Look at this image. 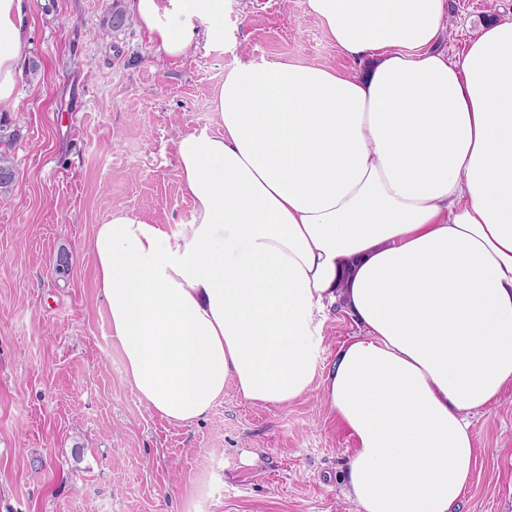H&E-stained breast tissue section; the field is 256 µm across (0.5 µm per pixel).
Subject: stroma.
<instances>
[{
    "label": "stroma",
    "mask_w": 512,
    "mask_h": 512,
    "mask_svg": "<svg viewBox=\"0 0 512 512\" xmlns=\"http://www.w3.org/2000/svg\"><path fill=\"white\" fill-rule=\"evenodd\" d=\"M112 0H30L29 58L8 113L17 180L0 197V512H355L353 439L320 385L281 406L226 388L189 426L128 384L89 244L125 208L171 229L191 218L177 142L216 127L213 94L237 61L359 70L305 0H224V44L157 55L136 22L104 32ZM512 0H449L439 50L455 55ZM81 100L82 111L71 109ZM361 328L333 307L319 366ZM476 465L455 512H512V386L471 417Z\"/></svg>",
    "instance_id": "stroma-1"
}]
</instances>
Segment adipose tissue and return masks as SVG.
Returning <instances> with one entry per match:
<instances>
[{"mask_svg":"<svg viewBox=\"0 0 512 512\" xmlns=\"http://www.w3.org/2000/svg\"><path fill=\"white\" fill-rule=\"evenodd\" d=\"M355 73L252 59L218 129L178 143L179 231L123 209L90 242L129 383L170 423L234 386L285 406L322 385L354 439L357 512H454L475 468L469 417L512 385V19L459 57L448 0H306ZM27 0H0V111L17 101ZM157 54L224 42V0H129ZM362 328L326 373L329 308Z\"/></svg>","mask_w":512,"mask_h":512,"instance_id":"ef3b65f1","label":"adipose tissue"}]
</instances>
